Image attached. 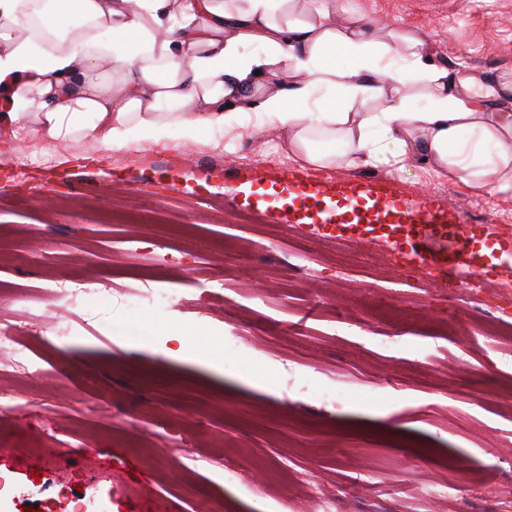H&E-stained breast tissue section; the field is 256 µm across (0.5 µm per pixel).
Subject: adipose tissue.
I'll return each instance as SVG.
<instances>
[{
    "label": "adipose tissue",
    "instance_id": "adipose-tissue-1",
    "mask_svg": "<svg viewBox=\"0 0 512 512\" xmlns=\"http://www.w3.org/2000/svg\"><path fill=\"white\" fill-rule=\"evenodd\" d=\"M248 43L262 53L244 56ZM320 90L345 107L311 111ZM358 98L383 109L349 111ZM0 102V121L30 116L32 135L116 149L174 125L186 141L273 127L290 158L328 168L374 164L387 141L395 161L512 200V112L439 68L427 42L394 28L377 39L336 0H0Z\"/></svg>",
    "mask_w": 512,
    "mask_h": 512
}]
</instances>
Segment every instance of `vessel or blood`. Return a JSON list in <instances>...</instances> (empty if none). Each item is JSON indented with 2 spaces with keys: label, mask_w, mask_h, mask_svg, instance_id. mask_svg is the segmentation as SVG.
<instances>
[{
  "label": "vessel or blood",
  "mask_w": 512,
  "mask_h": 512,
  "mask_svg": "<svg viewBox=\"0 0 512 512\" xmlns=\"http://www.w3.org/2000/svg\"><path fill=\"white\" fill-rule=\"evenodd\" d=\"M272 178L299 199L302 208L288 214L293 224H332L340 235L363 240L382 231L403 247L411 261L443 282L478 276L476 243L498 246L512 255V236L492 232L487 224H464L430 196L402 195L388 181H334L305 177L288 169Z\"/></svg>",
  "instance_id": "1"
}]
</instances>
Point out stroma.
I'll return each mask as SVG.
<instances>
[{
    "mask_svg": "<svg viewBox=\"0 0 512 512\" xmlns=\"http://www.w3.org/2000/svg\"><path fill=\"white\" fill-rule=\"evenodd\" d=\"M366 23L430 42L449 74L512 97V0H359ZM223 129L184 142H46L27 119L0 128V327L38 371L0 370V512H512V256L489 288L423 284L384 241L337 253L329 224L289 231L268 173L313 168L276 130L227 150ZM51 154L47 200L22 205L20 160ZM385 178L472 224L512 219V200L469 192L416 160L326 168ZM236 187L233 198L225 185ZM378 271L363 286L366 256ZM95 281L46 306L56 278ZM185 305L125 310L114 290L145 281ZM183 330L188 356L161 338ZM180 424L189 449L164 428ZM463 459L461 477L449 459ZM239 477L222 476V462ZM456 495H445L448 486Z\"/></svg>",
    "mask_w": 512,
    "mask_h": 512,
    "instance_id": "obj_1",
    "label": "stroma"
}]
</instances>
